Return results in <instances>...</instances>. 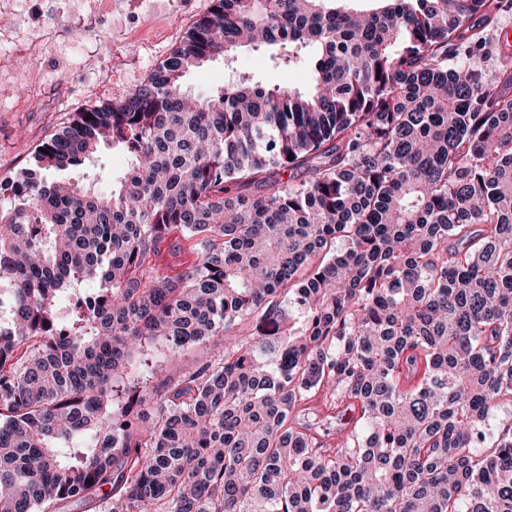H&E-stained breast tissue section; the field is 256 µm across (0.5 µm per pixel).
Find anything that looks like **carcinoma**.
<instances>
[{
    "label": "carcinoma",
    "mask_w": 512,
    "mask_h": 512,
    "mask_svg": "<svg viewBox=\"0 0 512 512\" xmlns=\"http://www.w3.org/2000/svg\"><path fill=\"white\" fill-rule=\"evenodd\" d=\"M353 2L213 0L0 180V512H512V0ZM261 48L307 87H184ZM102 156L107 160V163L100 175L102 180L96 185L97 188H106L108 186L106 178L111 174L113 178H118L126 167V157L119 149H108L104 151ZM175 236H177L181 244L180 250L172 251L169 250L167 245L163 246L157 258L158 268L168 275L179 273L198 258V253L192 247V241L187 242L181 239L177 233H175ZM214 351L211 344H201L184 350L180 354L171 353L165 344L156 345L155 361L160 375H177L184 368L208 360Z\"/></svg>",
    "instance_id": "cac0c4a2"
}]
</instances>
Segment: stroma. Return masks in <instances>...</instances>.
I'll return each mask as SVG.
<instances>
[{
  "label": "stroma",
  "instance_id": "1",
  "mask_svg": "<svg viewBox=\"0 0 512 512\" xmlns=\"http://www.w3.org/2000/svg\"><path fill=\"white\" fill-rule=\"evenodd\" d=\"M211 0H0V178L19 176L31 151L74 113L124 98L167 58ZM304 87L306 64L282 67L243 51L185 79L206 95L228 79ZM38 103L26 107L27 89Z\"/></svg>",
  "mask_w": 512,
  "mask_h": 512
}]
</instances>
